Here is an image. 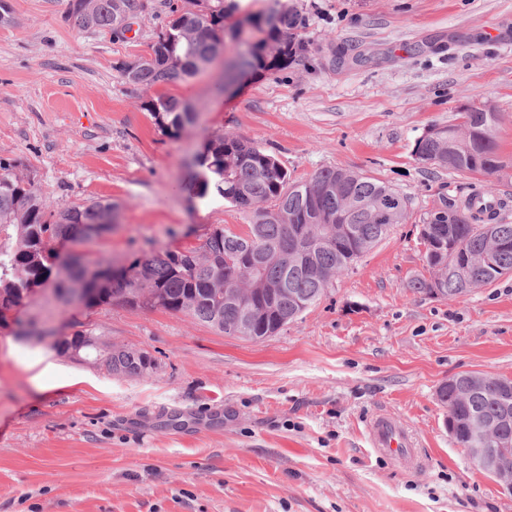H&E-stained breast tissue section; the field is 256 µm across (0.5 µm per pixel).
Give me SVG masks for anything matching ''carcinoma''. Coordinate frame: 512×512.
Returning <instances> with one entry per match:
<instances>
[{
	"label": "carcinoma",
	"instance_id": "1",
	"mask_svg": "<svg viewBox=\"0 0 512 512\" xmlns=\"http://www.w3.org/2000/svg\"><path fill=\"white\" fill-rule=\"evenodd\" d=\"M170 20L161 25L151 53L118 67L122 80L133 87L174 82L206 69L224 46V19L232 6L226 0H169ZM145 0H69V13L84 30L130 31L125 18L145 12ZM299 15L273 9L251 15L232 28L241 49L224 62V81L230 83L249 69L282 71L291 66L304 45L296 39ZM262 38L242 39L244 27ZM155 126L177 135L195 114L175 98L144 104ZM459 125H432L414 148L424 165L466 174L492 176L507 166L498 153L496 132L503 115L486 106L459 113ZM19 160L0 161V320L28 294L51 284L64 307L87 287L88 277L112 271V287L84 295V307L108 304L182 313L225 334L263 340L321 300L327 287L397 224L409 219V199L364 174L338 168L315 171L309 178L288 182V173L275 154L239 134H219L207 140L194 157L191 189L197 198L216 191L244 212L248 230L238 234L213 229L194 246L169 247L113 265L73 252L57 265L53 244L62 239L85 246L112 231L118 205L93 201L50 209L34 180L17 169ZM486 208L472 199L445 200L421 219L429 276L411 282L420 293L457 300L474 289L491 285L512 273V249L501 251L488 266L482 256L488 238L478 228L494 223V234L512 240V224L484 218ZM343 224L359 226L352 239L337 231ZM303 229L325 238L313 256L302 260L292 253L293 234ZM469 260L466 276L455 262ZM53 346L74 359L103 365L118 375L141 377L156 362L147 354L115 347L91 331L53 337ZM455 385L442 384L438 399L448 409V430L467 447V424L481 419L500 442L499 460L512 464V380L466 372Z\"/></svg>",
	"mask_w": 512,
	"mask_h": 512
}]
</instances>
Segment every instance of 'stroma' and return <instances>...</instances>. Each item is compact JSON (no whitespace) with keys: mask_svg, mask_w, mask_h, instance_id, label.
I'll return each instance as SVG.
<instances>
[{"mask_svg":"<svg viewBox=\"0 0 512 512\" xmlns=\"http://www.w3.org/2000/svg\"><path fill=\"white\" fill-rule=\"evenodd\" d=\"M124 37L83 30L68 0H8L0 26V159L22 160L46 201L118 205L93 257L129 264L200 243L246 218L190 190L188 161L219 133L275 153L290 179L322 168L376 178L411 217L337 277L320 301L261 341L181 313L59 306L41 288L0 324V512H512L446 426L437 390L462 372L512 379V273L459 300L416 292L420 217L443 199L494 191L512 224V0H247L229 23L273 3L303 19L299 64L252 71L227 89L224 60L169 84L117 71L148 56L163 0ZM189 104L179 135L143 108ZM489 106L505 175L418 162L416 140ZM91 330L148 353L145 377L21 337ZM390 411L424 457L407 471L371 447L366 423Z\"/></svg>","mask_w":512,"mask_h":512,"instance_id":"obj_1","label":"stroma"}]
</instances>
